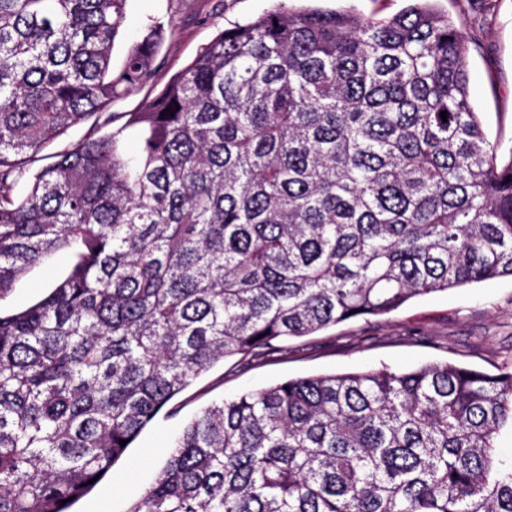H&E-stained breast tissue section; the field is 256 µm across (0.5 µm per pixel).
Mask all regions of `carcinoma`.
<instances>
[{
    "instance_id": "obj_1",
    "label": "carcinoma",
    "mask_w": 512,
    "mask_h": 512,
    "mask_svg": "<svg viewBox=\"0 0 512 512\" xmlns=\"http://www.w3.org/2000/svg\"><path fill=\"white\" fill-rule=\"evenodd\" d=\"M126 2L0 0V297L73 255L0 314V512H70L227 359L512 278V155L498 162L448 12L281 2L122 122L112 103L163 40L145 26L112 68ZM505 432L512 369L287 379L194 414L128 512H512ZM71 262V255L61 251L52 255L44 265L31 270L17 281L11 293L0 301L2 313L25 308L41 299L49 285L68 272Z\"/></svg>"
}]
</instances>
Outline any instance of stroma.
Returning <instances> with one entry per match:
<instances>
[{"label": "stroma", "instance_id": "1", "mask_svg": "<svg viewBox=\"0 0 512 512\" xmlns=\"http://www.w3.org/2000/svg\"><path fill=\"white\" fill-rule=\"evenodd\" d=\"M273 0H127L126 21L112 52L121 68L146 24L163 25L160 68L142 87L112 105L136 112L168 77L191 61L217 29L263 14ZM469 41L470 95L485 131L501 157L512 154V0H438ZM72 257L61 251L16 282L0 300L7 312L32 305L65 275ZM450 361L494 374L512 365V279L500 278L414 299L378 318L355 319L314 336L289 341L287 356L246 365L230 359L217 365L173 402L176 415L160 412L125 457L73 512H128L156 478L168 440L181 423L211 402L243 391L318 373L387 366L404 370Z\"/></svg>", "mask_w": 512, "mask_h": 512}]
</instances>
